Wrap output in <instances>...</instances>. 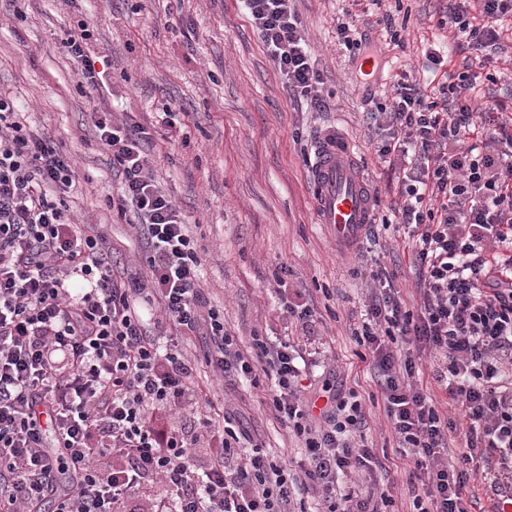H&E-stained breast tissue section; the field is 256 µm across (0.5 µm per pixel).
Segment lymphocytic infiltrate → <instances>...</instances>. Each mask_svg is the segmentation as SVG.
Listing matches in <instances>:
<instances>
[{
	"mask_svg": "<svg viewBox=\"0 0 512 512\" xmlns=\"http://www.w3.org/2000/svg\"><path fill=\"white\" fill-rule=\"evenodd\" d=\"M247 18L296 95L324 108L292 0H243ZM512 20V0H452L441 23L466 35L475 64L426 91L407 74L390 104L371 117L381 162L402 164L391 210L409 228L408 260L418 274V311L383 283L356 339L371 366L397 439V455L422 476L413 512H469L467 489L483 478L492 512H512V114L478 100L494 81L490 54ZM88 31L62 44L89 86L96 69ZM100 145L123 171L115 206H133L150 249L148 272L120 282L99 225L70 222L53 190L72 187L70 158L27 127L0 91V512H296L301 495L325 512H382L388 490L372 476L383 463L369 446L361 402L329 395L321 410L304 398L302 353L293 341L254 339L242 349L207 306L197 245L157 185L127 120L95 123ZM159 303L181 336H208L207 366L226 380L262 369L268 403L301 438L297 468L251 445L244 431L202 413L194 359L161 346L141 307ZM407 350L396 355L394 343ZM439 360L434 380L454 416L418 381L422 353ZM196 412L190 431H167L153 412ZM466 451L448 458V436ZM219 438L207 460L196 446ZM164 490L134 506L142 484Z\"/></svg>",
	"mask_w": 512,
	"mask_h": 512,
	"instance_id": "1",
	"label": "lymphocytic infiltrate"
}]
</instances>
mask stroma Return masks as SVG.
Returning a JSON list of instances; mask_svg holds the SVG:
<instances>
[{"mask_svg": "<svg viewBox=\"0 0 512 512\" xmlns=\"http://www.w3.org/2000/svg\"><path fill=\"white\" fill-rule=\"evenodd\" d=\"M342 0H294L327 106L319 110L290 96L250 26L240 0H29L17 13L0 0V88L11 91L27 125L70 156L75 183L66 193L72 222L100 224L112 245V274L124 279L145 270L149 248L130 225L133 212L108 206L119 194V166L96 138L98 113L129 116L147 133L146 153L158 185L177 205L198 244L202 286L224 327L240 344L252 336L294 340L315 353L313 389L335 377L363 400L365 435L374 448L394 453L382 398L369 364L356 360L352 335L374 292L371 269L386 268L407 309H416L417 275L403 254V225L375 226L359 254L341 249L313 211L308 159L319 134L333 126L356 143L354 156L387 215L396 179L374 154L377 130L367 113L386 102L396 74L443 83L470 61L464 40H451L438 21L448 0H383L403 46L382 26L364 27L376 67L364 73L361 56L336 42ZM91 33V49L109 64L106 87L82 82L60 42ZM448 46L449 60L433 67L425 52ZM181 125L170 135L164 110ZM313 308V335L282 314L284 303ZM215 410H228L271 456L297 462L303 442L261 403L271 382H220L209 368L195 378Z\"/></svg>", "mask_w": 512, "mask_h": 512, "instance_id": "obj_1", "label": "stroma"}]
</instances>
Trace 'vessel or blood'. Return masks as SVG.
<instances>
[{"label": "vessel or blood", "instance_id": "1", "mask_svg": "<svg viewBox=\"0 0 512 512\" xmlns=\"http://www.w3.org/2000/svg\"><path fill=\"white\" fill-rule=\"evenodd\" d=\"M310 174L319 223L333 229L338 240L361 238L372 222L373 206L352 142L335 128L326 129L316 144Z\"/></svg>", "mask_w": 512, "mask_h": 512}]
</instances>
